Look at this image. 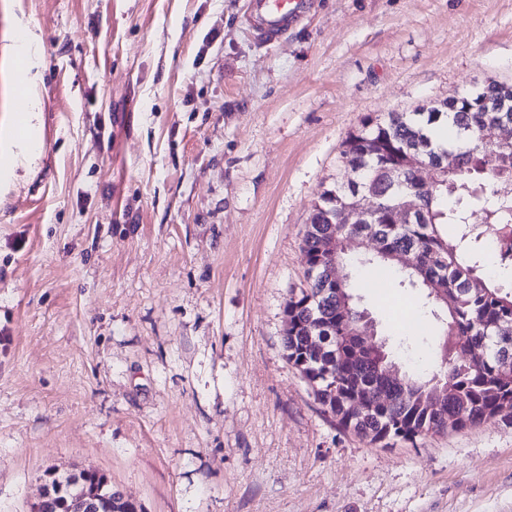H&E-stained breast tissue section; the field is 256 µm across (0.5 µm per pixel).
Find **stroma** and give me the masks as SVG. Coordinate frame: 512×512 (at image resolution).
Segmentation results:
<instances>
[{"instance_id":"obj_1","label":"stroma","mask_w":512,"mask_h":512,"mask_svg":"<svg viewBox=\"0 0 512 512\" xmlns=\"http://www.w3.org/2000/svg\"><path fill=\"white\" fill-rule=\"evenodd\" d=\"M0 0L40 39L37 156L0 185V512L91 468L142 512H512V421L372 444L285 357L302 239L367 117L512 85V0ZM400 370L440 365L399 275L340 267ZM252 5L258 35L267 38L288 31L312 8L313 0H252Z\"/></svg>"}]
</instances>
